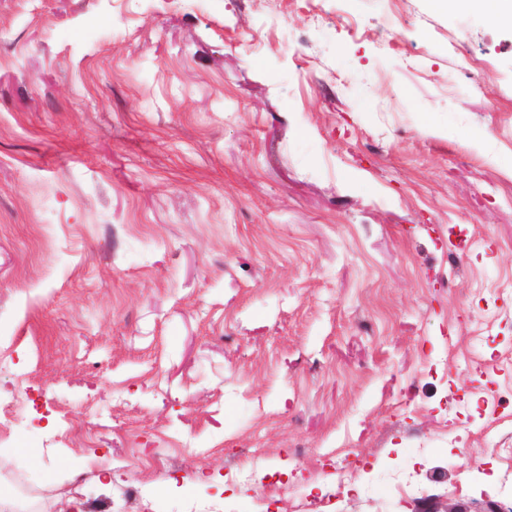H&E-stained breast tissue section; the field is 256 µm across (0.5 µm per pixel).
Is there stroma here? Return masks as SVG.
<instances>
[{"label": "stroma", "instance_id": "35a3bbf8", "mask_svg": "<svg viewBox=\"0 0 512 512\" xmlns=\"http://www.w3.org/2000/svg\"><path fill=\"white\" fill-rule=\"evenodd\" d=\"M0 404L37 512L512 501V25L0 0Z\"/></svg>", "mask_w": 512, "mask_h": 512}]
</instances>
